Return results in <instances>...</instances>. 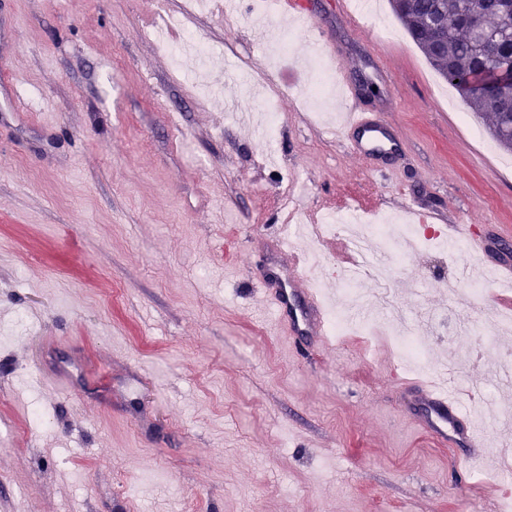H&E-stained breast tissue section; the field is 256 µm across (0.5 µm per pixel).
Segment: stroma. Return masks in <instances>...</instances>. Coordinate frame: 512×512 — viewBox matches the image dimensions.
<instances>
[{"label":"stroma","instance_id":"35a3bbf8","mask_svg":"<svg viewBox=\"0 0 512 512\" xmlns=\"http://www.w3.org/2000/svg\"><path fill=\"white\" fill-rule=\"evenodd\" d=\"M310 25L273 0H0V512H497L512 478L466 468L419 430L414 380L392 337L410 326L461 396L479 392L500 448L512 413L500 375L512 332L475 325L511 288L488 279L455 311L445 284L468 254L433 249L442 227L499 225L512 256V154L432 68L388 0H304ZM333 45L327 75L308 26ZM205 77L177 69L189 36ZM364 74L360 107L384 113L396 156L347 146L331 95ZM271 100L272 144L249 114ZM430 243L388 280L403 319L363 317L326 346L295 345L261 282L294 224L323 213L413 220ZM327 312L348 314L349 274L311 241ZM64 367L70 390L42 372Z\"/></svg>","mask_w":512,"mask_h":512}]
</instances>
